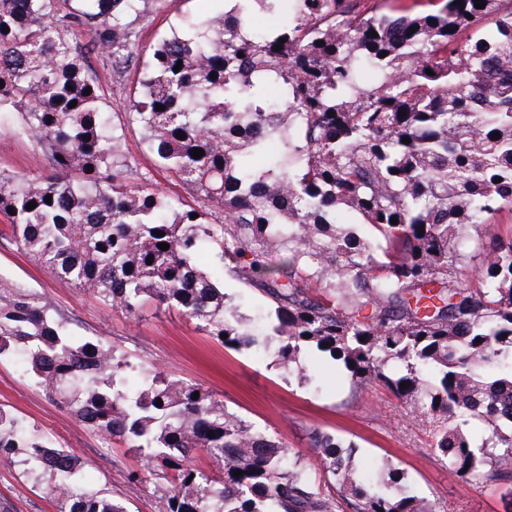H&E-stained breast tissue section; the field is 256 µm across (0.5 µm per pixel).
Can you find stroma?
I'll return each mask as SVG.
<instances>
[{
  "instance_id": "1",
  "label": "stroma",
  "mask_w": 512,
  "mask_h": 512,
  "mask_svg": "<svg viewBox=\"0 0 512 512\" xmlns=\"http://www.w3.org/2000/svg\"><path fill=\"white\" fill-rule=\"evenodd\" d=\"M168 3L167 10L144 31L143 41L183 30L196 16L224 10L222 0ZM100 79L112 101L113 123L123 129V150L139 170L149 172L156 189L189 200L188 191L156 165L137 128L126 125L123 85L105 73ZM46 169L32 140L19 137L13 124H0V172L35 175ZM197 262L223 284L241 316L252 320L265 315L268 301L263 293L228 275L211 249H203ZM0 276L23 283L69 315L75 338L103 339L144 369L197 384L223 400L229 410L260 431L282 439L289 449V462L321 487H333L334 481L318 467L309 446L315 432L352 446L364 481L383 484L388 469H400L404 488L428 503L433 512H512V483L479 486L461 481L434 453L429 423L417 418L386 388L355 386L348 372L326 354L304 349L296 364L286 370L278 361L277 341L265 342L258 351L233 349L207 336L175 309H160L152 303L132 314L104 309L92 296L62 286L1 239ZM0 406L37 426L56 446L74 451L83 461L80 483L85 488L115 491L128 512H162L166 500L152 483L128 480L129 473L141 467L138 455L123 440H102L49 401L26 377L19 357L0 360ZM0 505L8 512H56L54 504L20 476L18 467L7 463H0Z\"/></svg>"
}]
</instances>
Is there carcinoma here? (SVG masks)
<instances>
[{
    "instance_id": "1",
    "label": "carcinoma",
    "mask_w": 512,
    "mask_h": 512,
    "mask_svg": "<svg viewBox=\"0 0 512 512\" xmlns=\"http://www.w3.org/2000/svg\"><path fill=\"white\" fill-rule=\"evenodd\" d=\"M151 1L165 2L0 0V122L18 113L19 134L48 162L45 173H0V235L109 310L152 300L226 346L255 347L258 333L195 264L209 243L266 295L284 368L314 346L430 419L460 479L512 482V236L475 270L465 252L471 232L512 212V0L400 14L382 0H228L142 47ZM143 54L125 118L194 206L131 165L87 64L93 55L124 77ZM354 216L373 238L344 229ZM16 353L49 400L142 457L133 480L171 485L165 512H433L362 481L330 435L310 440L334 494L201 387L152 370L130 390L120 349L76 339L51 302L0 277V358ZM198 449L222 469L192 465ZM0 460L57 512H127L80 485L75 454L2 407Z\"/></svg>"
}]
</instances>
